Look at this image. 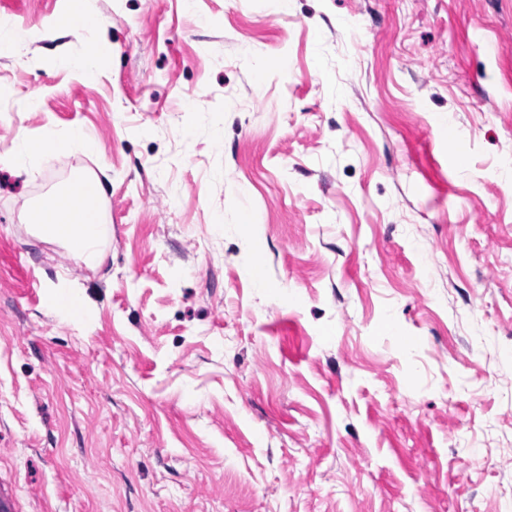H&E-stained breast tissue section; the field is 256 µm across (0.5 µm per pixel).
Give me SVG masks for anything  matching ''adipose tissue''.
Wrapping results in <instances>:
<instances>
[{
  "label": "adipose tissue",
  "mask_w": 512,
  "mask_h": 512,
  "mask_svg": "<svg viewBox=\"0 0 512 512\" xmlns=\"http://www.w3.org/2000/svg\"><path fill=\"white\" fill-rule=\"evenodd\" d=\"M91 136L75 128L62 138L46 136L32 141L17 135L11 154L19 167L36 165L39 159L65 158L75 150H94ZM105 193L103 181L89 171L73 169L64 185L40 197L29 209L27 222L43 240L65 246L88 267L104 260Z\"/></svg>",
  "instance_id": "adipose-tissue-1"
}]
</instances>
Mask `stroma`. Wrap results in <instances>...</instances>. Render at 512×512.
Wrapping results in <instances>:
<instances>
[{"mask_svg": "<svg viewBox=\"0 0 512 512\" xmlns=\"http://www.w3.org/2000/svg\"><path fill=\"white\" fill-rule=\"evenodd\" d=\"M33 28L0 56V501L512 512V0L0 5ZM76 127L97 154L15 169ZM75 166L96 270L23 220ZM112 54V42L96 35L87 40L85 51L81 57L71 59L61 58V64L81 72L93 70L97 63Z\"/></svg>", "mask_w": 512, "mask_h": 512, "instance_id": "obj_1", "label": "stroma"}]
</instances>
